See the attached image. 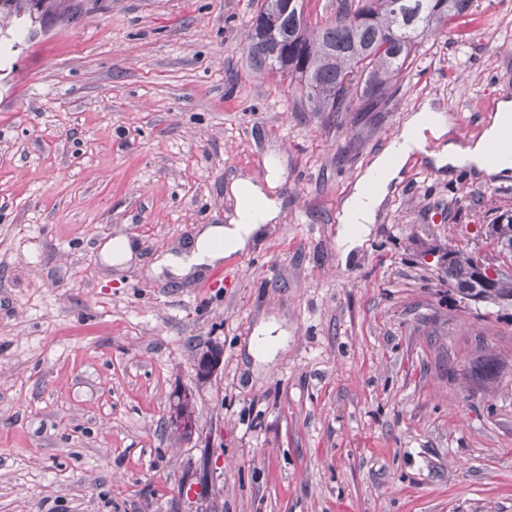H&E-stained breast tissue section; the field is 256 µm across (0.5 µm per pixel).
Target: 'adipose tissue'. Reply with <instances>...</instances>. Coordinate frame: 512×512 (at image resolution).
<instances>
[{"instance_id": "adipose-tissue-1", "label": "adipose tissue", "mask_w": 512, "mask_h": 512, "mask_svg": "<svg viewBox=\"0 0 512 512\" xmlns=\"http://www.w3.org/2000/svg\"><path fill=\"white\" fill-rule=\"evenodd\" d=\"M450 126L444 111L423 104L408 117L397 139L375 156L342 204L339 245L343 255H350L369 234L385 197L391 187L401 181L408 161L414 156L425 157L436 169L450 173L462 169L485 175L512 172V151L499 154L493 163L487 159L489 146L499 140L505 129L512 127V100L497 103L481 136L467 147L449 140ZM434 140L439 142V149H430L429 144ZM233 192L238 197L251 195L256 201L255 207L249 211L236 210L227 225L205 228L189 253L164 258V266L173 274L183 275L192 267L216 264L244 250L250 238L277 216V203L257 186L241 183L234 186Z\"/></svg>"}]
</instances>
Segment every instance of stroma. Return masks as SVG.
I'll return each instance as SVG.
<instances>
[{"label":"stroma","instance_id":"obj_1","mask_svg":"<svg viewBox=\"0 0 512 512\" xmlns=\"http://www.w3.org/2000/svg\"><path fill=\"white\" fill-rule=\"evenodd\" d=\"M261 3L0 0V512H512V310L446 275L452 246L512 275L485 238L512 173L418 157L346 259L336 222L424 102L481 135L512 95V0L424 40L386 112H306L253 70ZM271 155L280 213L219 284L153 275ZM110 239L132 259L106 263ZM271 322L282 346L252 357ZM178 388L190 439L166 427ZM222 363V351L219 347L210 346L197 354L196 370L200 381L208 380Z\"/></svg>","mask_w":512,"mask_h":512}]
</instances>
